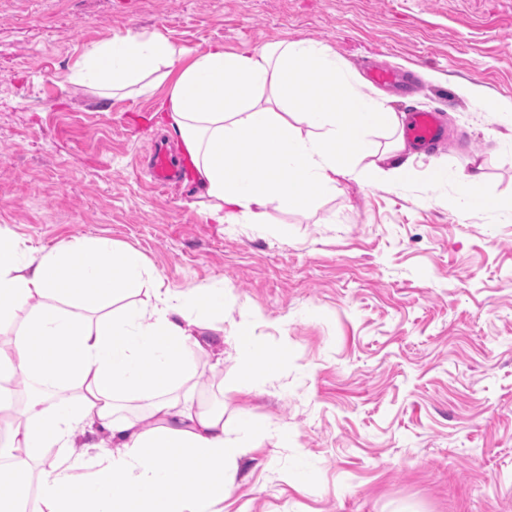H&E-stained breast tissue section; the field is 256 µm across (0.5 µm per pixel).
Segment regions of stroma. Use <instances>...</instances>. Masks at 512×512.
<instances>
[{"mask_svg":"<svg viewBox=\"0 0 512 512\" xmlns=\"http://www.w3.org/2000/svg\"><path fill=\"white\" fill-rule=\"evenodd\" d=\"M157 30L194 51L320 42L359 78L378 61L409 84L362 92L451 136L408 146L409 181L341 177L310 211L212 223L197 187L142 171L173 137L154 97L66 80L95 44ZM478 168L485 197L463 203ZM511 200L512 0H0V231L110 239L176 291L223 282L224 360L195 361V403L260 433L224 512H512ZM239 334L271 362L257 381ZM237 351L246 366L247 377L249 380L254 381L256 376L253 374L254 362L257 358L263 355V350L259 342L254 336H235Z\"/></svg>","mask_w":512,"mask_h":512,"instance_id":"35a3bbf8","label":"stroma"}]
</instances>
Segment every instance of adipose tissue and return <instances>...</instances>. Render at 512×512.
<instances>
[{"mask_svg":"<svg viewBox=\"0 0 512 512\" xmlns=\"http://www.w3.org/2000/svg\"><path fill=\"white\" fill-rule=\"evenodd\" d=\"M76 86L107 96L153 95L216 224H263L270 208L309 209L337 176L402 182L416 174L396 112L360 93L328 46L306 40L192 52L167 36L129 33L89 51ZM172 86L164 96L156 90ZM393 135L378 148L369 133ZM373 157L366 167L357 159ZM0 512H223L225 463L258 433L241 418L193 407L191 365L224 342V286L167 288L141 253L104 238L44 251L0 233ZM144 403L140 415L122 407ZM80 455H73V448ZM57 449L32 482L30 464Z\"/></svg>","mask_w":512,"mask_h":512,"instance_id":"ef3b65f1","label":"adipose tissue"}]
</instances>
